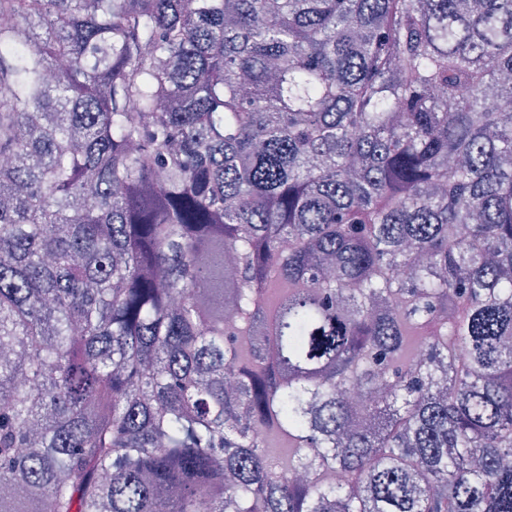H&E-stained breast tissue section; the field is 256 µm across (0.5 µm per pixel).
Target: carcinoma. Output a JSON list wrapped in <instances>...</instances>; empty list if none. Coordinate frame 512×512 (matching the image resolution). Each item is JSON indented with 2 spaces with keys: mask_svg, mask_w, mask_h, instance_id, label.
<instances>
[{
  "mask_svg": "<svg viewBox=\"0 0 512 512\" xmlns=\"http://www.w3.org/2000/svg\"><path fill=\"white\" fill-rule=\"evenodd\" d=\"M0 18V512H512V0Z\"/></svg>",
  "mask_w": 512,
  "mask_h": 512,
  "instance_id": "cac0c4a2",
  "label": "carcinoma"
}]
</instances>
